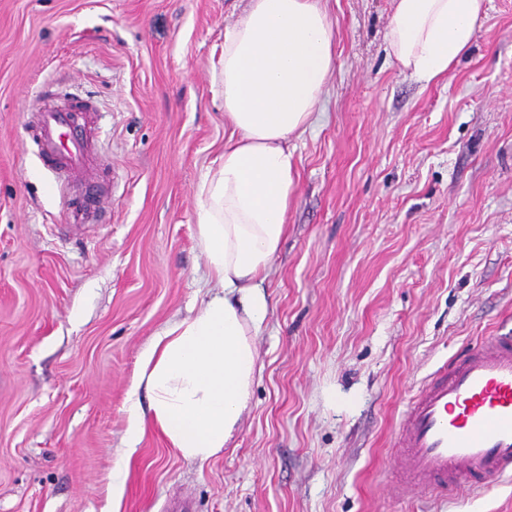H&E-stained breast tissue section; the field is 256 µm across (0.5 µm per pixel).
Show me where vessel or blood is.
<instances>
[{
	"label": "vessel or blood",
	"mask_w": 512,
	"mask_h": 512,
	"mask_svg": "<svg viewBox=\"0 0 512 512\" xmlns=\"http://www.w3.org/2000/svg\"><path fill=\"white\" fill-rule=\"evenodd\" d=\"M94 107L87 101L46 106L27 131L43 169L64 192L66 223H91L104 193L88 175ZM85 192L71 195L76 174ZM406 490L448 500L512 473V336H490L448 360L407 403L396 429Z\"/></svg>",
	"instance_id": "b4317fda"
}]
</instances>
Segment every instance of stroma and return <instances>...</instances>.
Segmentation results:
<instances>
[{
	"instance_id": "1",
	"label": "stroma",
	"mask_w": 512,
	"mask_h": 512,
	"mask_svg": "<svg viewBox=\"0 0 512 512\" xmlns=\"http://www.w3.org/2000/svg\"><path fill=\"white\" fill-rule=\"evenodd\" d=\"M247 4L0 0V512H512V477L410 495L394 448L416 386L512 334V0L431 83L388 55L392 0H327L336 59L289 142L248 406L207 460L153 428L128 448L142 352L221 289L195 192L229 134L213 67ZM50 79L52 104L96 108L112 203L81 231L26 133Z\"/></svg>"
}]
</instances>
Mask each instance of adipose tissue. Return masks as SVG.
I'll list each match as a JSON object with an SVG mask.
<instances>
[{
    "mask_svg": "<svg viewBox=\"0 0 512 512\" xmlns=\"http://www.w3.org/2000/svg\"><path fill=\"white\" fill-rule=\"evenodd\" d=\"M485 3L393 0L390 57L426 83L446 75L468 55ZM334 58L322 0H249L225 29L214 83L232 133L196 190L198 246L224 292L143 351L126 399L131 443L150 426L183 458L202 461L231 438L255 369L252 338L268 312L261 283L287 233L296 178L288 142L312 124Z\"/></svg>",
    "mask_w": 512,
    "mask_h": 512,
    "instance_id": "adipose-tissue-1",
    "label": "adipose tissue"
}]
</instances>
